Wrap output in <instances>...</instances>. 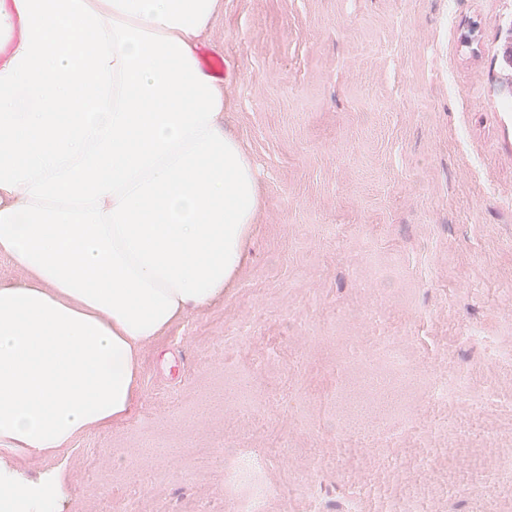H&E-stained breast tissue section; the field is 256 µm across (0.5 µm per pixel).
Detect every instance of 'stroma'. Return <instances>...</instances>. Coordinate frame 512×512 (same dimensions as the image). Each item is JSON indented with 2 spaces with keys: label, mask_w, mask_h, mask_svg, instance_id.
<instances>
[{
  "label": "stroma",
  "mask_w": 512,
  "mask_h": 512,
  "mask_svg": "<svg viewBox=\"0 0 512 512\" xmlns=\"http://www.w3.org/2000/svg\"><path fill=\"white\" fill-rule=\"evenodd\" d=\"M512 0H224V127L262 205L232 288L142 347L129 417L26 466L58 512H233L237 448L273 486L312 466L332 505L403 497L476 512L465 451L512 454ZM391 336L422 384L407 412L349 414L351 377ZM470 372V403L434 393ZM224 461V486L227 491H233L249 480L253 467L243 459L236 448H228L225 451Z\"/></svg>",
  "instance_id": "35a3bbf8"
}]
</instances>
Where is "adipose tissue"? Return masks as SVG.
Returning a JSON list of instances; mask_svg holds the SVG:
<instances>
[{
  "label": "adipose tissue",
  "instance_id": "obj_1",
  "mask_svg": "<svg viewBox=\"0 0 512 512\" xmlns=\"http://www.w3.org/2000/svg\"><path fill=\"white\" fill-rule=\"evenodd\" d=\"M224 0H0V512H46L19 477L124 421L141 353L235 281L261 206L197 56Z\"/></svg>",
  "mask_w": 512,
  "mask_h": 512
}]
</instances>
